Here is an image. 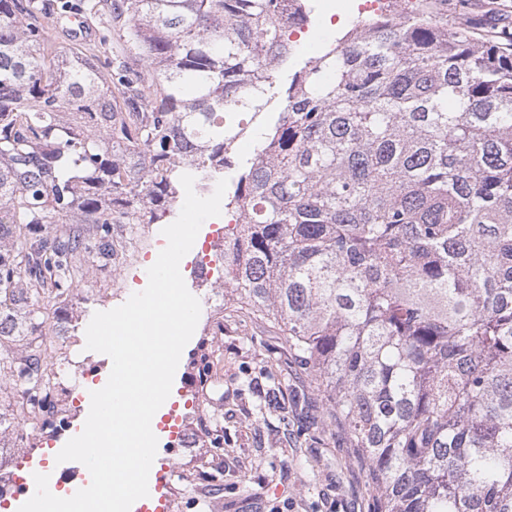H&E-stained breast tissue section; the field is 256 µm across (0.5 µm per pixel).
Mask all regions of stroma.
Masks as SVG:
<instances>
[{
  "mask_svg": "<svg viewBox=\"0 0 512 512\" xmlns=\"http://www.w3.org/2000/svg\"><path fill=\"white\" fill-rule=\"evenodd\" d=\"M346 0H314L316 11L302 41L333 39L357 16ZM162 227L149 225L143 251L124 271L100 269L73 301L74 319L67 332V358L60 366L59 391L72 403L71 424L54 439L15 449L11 434L0 437V454L21 458L23 467L59 447L83 428L86 393L96 378L73 395L74 370H90L98 353L86 350L85 330L95 312L125 303L148 283L149 255L162 241ZM224 261L216 259L210 276L189 284L201 315L175 373L170 402L184 406V386L211 402L219 420L198 422L192 448H174L169 434L157 431V465L178 470L169 482L175 493L172 512H376L368 465L350 448L341 424L326 412L322 395L303 370L288 339L257 316L240 309L231 288L222 284ZM223 329H215L216 317ZM209 354L197 366L200 354ZM223 480H216V468Z\"/></svg>",
  "mask_w": 512,
  "mask_h": 512,
  "instance_id": "stroma-1",
  "label": "stroma"
}]
</instances>
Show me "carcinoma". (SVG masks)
<instances>
[{
	"instance_id": "cac0c4a2",
	"label": "carcinoma",
	"mask_w": 512,
	"mask_h": 512,
	"mask_svg": "<svg viewBox=\"0 0 512 512\" xmlns=\"http://www.w3.org/2000/svg\"><path fill=\"white\" fill-rule=\"evenodd\" d=\"M51 10L0 0V398L57 428L48 313L128 225L177 219L182 174L224 178L286 72L224 199V283L288 336L378 512H512V29L416 0L301 61L281 19L313 0H89L100 38L67 50ZM262 127L263 125L256 124L237 142L233 154L236 165H244L253 156V152L258 145V133Z\"/></svg>"
}]
</instances>
